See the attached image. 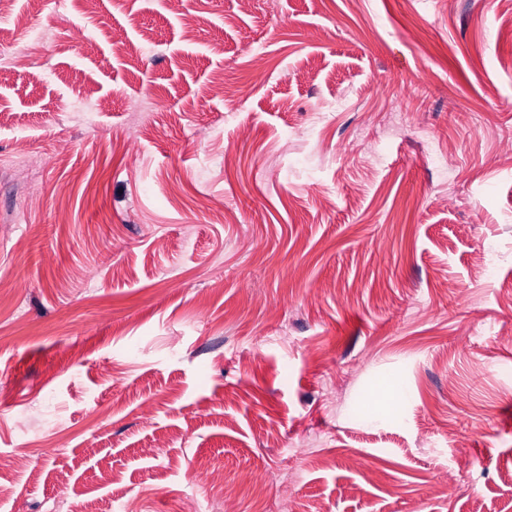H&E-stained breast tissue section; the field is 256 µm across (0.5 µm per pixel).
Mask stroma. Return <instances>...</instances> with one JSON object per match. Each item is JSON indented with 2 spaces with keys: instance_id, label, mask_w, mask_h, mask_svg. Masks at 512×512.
<instances>
[{
  "instance_id": "stroma-1",
  "label": "stroma",
  "mask_w": 512,
  "mask_h": 512,
  "mask_svg": "<svg viewBox=\"0 0 512 512\" xmlns=\"http://www.w3.org/2000/svg\"><path fill=\"white\" fill-rule=\"evenodd\" d=\"M187 7L0 0V512H512V0Z\"/></svg>"
}]
</instances>
